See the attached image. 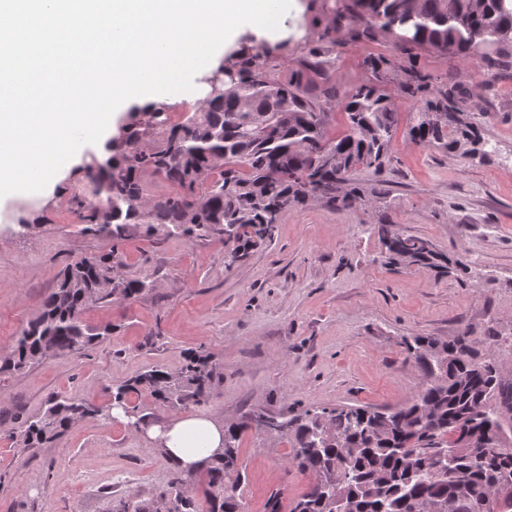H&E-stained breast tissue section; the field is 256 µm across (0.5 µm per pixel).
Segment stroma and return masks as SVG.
<instances>
[{"label": "stroma", "instance_id": "stroma-1", "mask_svg": "<svg viewBox=\"0 0 512 512\" xmlns=\"http://www.w3.org/2000/svg\"><path fill=\"white\" fill-rule=\"evenodd\" d=\"M335 6L292 0L284 17L289 63L319 46ZM335 39L330 80L337 91L372 80L365 61L378 56L412 65L434 84L466 86L490 156L466 161L411 141L417 103L398 96L390 162L379 175L356 176L381 191L377 201L290 209L272 242L232 265L218 240L132 235L118 248L122 272L154 287L86 310L85 321L111 326V335L87 350L0 372V512H112L119 498L155 499L169 463L126 423L86 419L34 447L25 446L18 425L54 395L110 405L114 384L153 367L177 372L192 351L209 354L222 375L207 403L172 408L146 391L129 400L151 426L186 414L246 421L238 440L242 512H266L275 491L290 512L313 481L289 466L290 442L257 431L250 418L312 406L405 405L424 379L403 338L448 340L468 331L512 383V67L490 69L431 49L405 55L383 32L353 38L342 30ZM82 180L72 168L53 192L0 210V357L69 263L113 248L81 230L70 198ZM28 211L39 222L19 232ZM381 223L462 258L469 274L440 277L425 266L389 264L373 231Z\"/></svg>", "mask_w": 512, "mask_h": 512}]
</instances>
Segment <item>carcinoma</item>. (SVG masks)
Here are the masks:
<instances>
[{"label":"carcinoma","mask_w":512,"mask_h":512,"mask_svg":"<svg viewBox=\"0 0 512 512\" xmlns=\"http://www.w3.org/2000/svg\"><path fill=\"white\" fill-rule=\"evenodd\" d=\"M336 25L347 22L355 36L375 30L405 41L472 56L481 45L488 67L512 65V0H349L336 7ZM285 44L244 47L217 70L227 74L217 90L193 112L172 119L169 107L148 105L128 113L109 156L85 163V182L72 198L82 231L112 240L108 253L84 256L67 265L42 312L16 336L4 371H20L48 352H80L109 329L83 320L92 304L115 291L133 298L153 284L119 275L118 246L133 233L163 230L189 241L219 238L233 264L247 251L272 241L283 212L320 201L347 209L376 196L354 181L359 172L380 173L390 160L398 122L395 98L376 80L348 90L336 100L325 50L313 48L284 72L276 60ZM399 87L418 101L411 140L473 161L488 157V141L464 108L470 92L461 85L432 86L413 68H399ZM322 78L317 84L307 73ZM344 109L347 128L329 138L326 125L335 106ZM178 188L165 197L144 192L146 173ZM203 192H198L199 187ZM389 262L417 264L443 274L467 273L468 265L439 252L427 239L391 233L377 225ZM426 383L404 406L310 407L277 421L275 435L290 440V462L314 477L290 512H333L336 492L318 486L325 472L338 475L339 490L355 512H512V486L499 492L490 509L485 500L500 476L512 471V450L493 448L504 431L498 403L512 404V384H504L495 365L463 330L444 342L432 336L403 339ZM215 383L208 356L186 358L171 374L151 369L112 388V404L91 405L77 396L48 399L42 414L21 424L27 445L59 436L88 417H112L119 407L129 424L145 415L128 396L146 390L165 404L186 399L208 402ZM244 424L224 428V447L189 472L170 465V478L153 502L120 499L113 512H199L184 481L207 476L205 512H241L242 470L237 441ZM453 459L441 470L429 457Z\"/></svg>","instance_id":"obj_1"}]
</instances>
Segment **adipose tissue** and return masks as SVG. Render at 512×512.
<instances>
[{
	"mask_svg": "<svg viewBox=\"0 0 512 512\" xmlns=\"http://www.w3.org/2000/svg\"><path fill=\"white\" fill-rule=\"evenodd\" d=\"M145 435L184 469L198 467L224 444L223 424L198 415L181 416L166 426L148 428Z\"/></svg>",
	"mask_w": 512,
	"mask_h": 512,
	"instance_id": "obj_1",
	"label": "adipose tissue"
}]
</instances>
